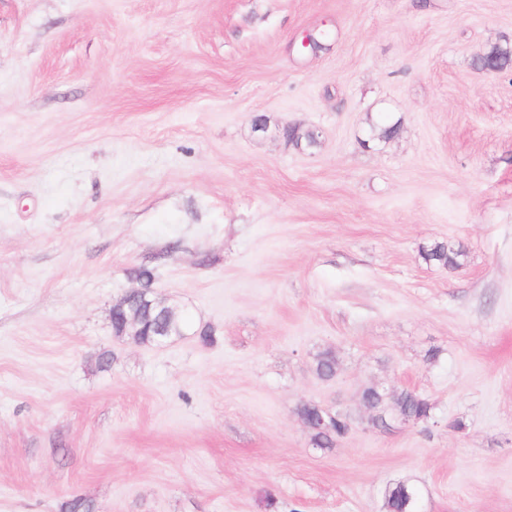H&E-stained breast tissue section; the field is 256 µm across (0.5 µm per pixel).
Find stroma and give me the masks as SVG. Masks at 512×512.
<instances>
[{
    "label": "stroma",
    "instance_id": "1",
    "mask_svg": "<svg viewBox=\"0 0 512 512\" xmlns=\"http://www.w3.org/2000/svg\"><path fill=\"white\" fill-rule=\"evenodd\" d=\"M496 45L512 0H0V512H512ZM143 265L188 320L159 346L112 333ZM372 384L430 419L372 426ZM464 254L461 251H454L448 245L437 243L424 251L425 261L435 262L444 267L458 268L463 264ZM417 491L411 485L398 483L387 493L389 512H415Z\"/></svg>",
    "mask_w": 512,
    "mask_h": 512
}]
</instances>
